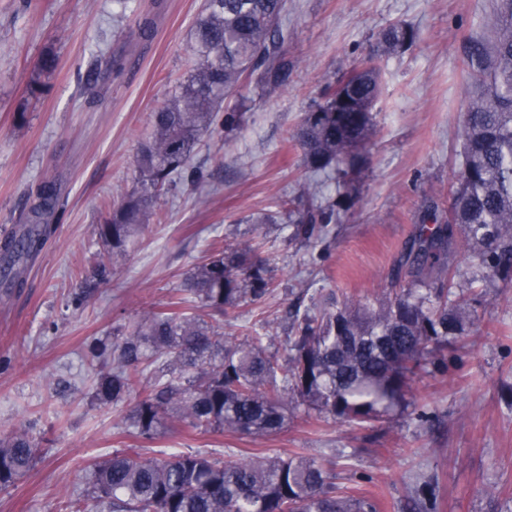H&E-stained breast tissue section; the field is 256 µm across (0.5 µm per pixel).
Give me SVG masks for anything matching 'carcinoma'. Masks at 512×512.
<instances>
[{
  "label": "carcinoma",
  "instance_id": "carcinoma-1",
  "mask_svg": "<svg viewBox=\"0 0 512 512\" xmlns=\"http://www.w3.org/2000/svg\"><path fill=\"white\" fill-rule=\"evenodd\" d=\"M286 11L287 0H205L191 45L198 67L153 113L138 157L141 187L105 208L100 236L108 255L125 250L204 136L240 125L256 100L288 87L297 63L284 51L291 36ZM493 29L491 47L468 56L476 91L448 212L427 210L404 275L383 296H332L295 309L281 361L268 353L264 328L226 335L183 307L190 302L224 315L270 293L266 264L252 244L226 245L186 271L179 301L91 344L92 358L112 360V369L93 380L95 398L115 408L134 400L126 420L145 440L156 439L166 419L201 433L257 438L279 432L287 411L302 406L360 427L407 408L416 384L447 368L444 351L476 327L473 284L512 285V0H496ZM414 39L408 25L395 23L379 33L372 52L325 83L298 133L311 172L349 190L372 144L379 60ZM313 197L283 202L306 241L335 220L334 210ZM62 209L56 184L43 181L20 230L0 239L6 286L22 285L21 267L42 249L48 220ZM459 256L470 268L464 282L452 271ZM38 451L28 427L1 435L0 487L22 478ZM92 485L93 508L70 498L62 512H378L375 499L338 486L331 467L300 452L226 463L201 452L149 459L121 451L96 466ZM436 488L434 474H417L414 509L436 512Z\"/></svg>",
  "mask_w": 512,
  "mask_h": 512
}]
</instances>
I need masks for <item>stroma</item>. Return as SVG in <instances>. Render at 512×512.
Here are the masks:
<instances>
[{"label": "stroma", "mask_w": 512, "mask_h": 512, "mask_svg": "<svg viewBox=\"0 0 512 512\" xmlns=\"http://www.w3.org/2000/svg\"><path fill=\"white\" fill-rule=\"evenodd\" d=\"M204 3L0 0V236L22 223L41 181L56 183L64 210L23 267L22 288L0 286V435L27 426L41 448L21 480L0 488V512L90 501L95 463L116 451L203 452L228 462L301 451L335 468L340 485L373 497L379 512H410L413 476L427 469L438 477L437 512H512V290L486 289L477 331L449 349L447 371L417 385L419 404L435 413L426 424L410 408L369 428L300 409L260 439L168 421L147 441L131 433L129 405L95 399L89 345L165 307L214 246L259 243L273 292L205 319L228 334L262 325L279 355L291 312L311 297L388 291L425 207L448 208L472 90L467 54L490 42L495 8V0H288L291 85L256 101L235 130L203 137L191 173L157 200L100 279V212L140 186V145L155 109L196 66L191 43ZM398 22L417 38L381 63L362 173L347 198L335 181L322 186L317 202L334 207L336 219L301 243L281 209L315 179L295 135L324 84ZM50 46L58 64L43 73L38 61Z\"/></svg>", "instance_id": "obj_1"}]
</instances>
